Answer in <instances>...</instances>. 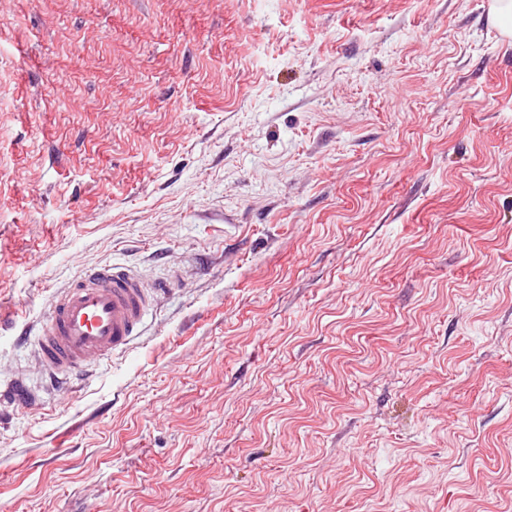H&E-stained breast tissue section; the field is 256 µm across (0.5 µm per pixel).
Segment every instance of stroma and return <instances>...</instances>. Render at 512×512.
Returning <instances> with one entry per match:
<instances>
[{
	"label": "stroma",
	"mask_w": 512,
	"mask_h": 512,
	"mask_svg": "<svg viewBox=\"0 0 512 512\" xmlns=\"http://www.w3.org/2000/svg\"><path fill=\"white\" fill-rule=\"evenodd\" d=\"M489 3L0 0V320L182 275L74 392L0 332V512H512Z\"/></svg>",
	"instance_id": "35a3bbf8"
}]
</instances>
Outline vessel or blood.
Listing matches in <instances>:
<instances>
[{"mask_svg": "<svg viewBox=\"0 0 512 512\" xmlns=\"http://www.w3.org/2000/svg\"><path fill=\"white\" fill-rule=\"evenodd\" d=\"M151 282L122 263L85 268L54 293L35 353L45 370L77 375L125 351L141 336L161 295L178 282Z\"/></svg>", "mask_w": 512, "mask_h": 512, "instance_id": "vessel-or-blood-1", "label": "vessel or blood"}]
</instances>
